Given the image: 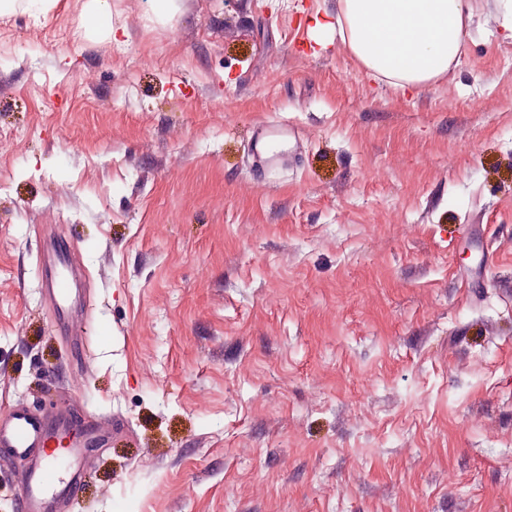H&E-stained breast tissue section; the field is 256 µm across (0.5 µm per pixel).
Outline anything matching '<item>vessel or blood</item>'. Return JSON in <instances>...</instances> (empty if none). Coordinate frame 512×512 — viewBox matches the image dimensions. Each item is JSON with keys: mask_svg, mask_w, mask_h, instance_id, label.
Returning a JSON list of instances; mask_svg holds the SVG:
<instances>
[{"mask_svg": "<svg viewBox=\"0 0 512 512\" xmlns=\"http://www.w3.org/2000/svg\"><path fill=\"white\" fill-rule=\"evenodd\" d=\"M278 125L263 124L254 139L251 156L254 166L264 167L279 161L270 150V142L283 135ZM58 272L47 287V297L56 314H64L73 283L79 274L70 252L58 256ZM67 433L66 421H52L22 408H13L0 416V454L24 462L22 512H50L51 504L68 487L67 476L77 468L84 451L78 439H71L63 461H55L53 442Z\"/></svg>", "mask_w": 512, "mask_h": 512, "instance_id": "obj_1", "label": "vessel or blood"}]
</instances>
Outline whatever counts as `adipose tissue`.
Listing matches in <instances>:
<instances>
[{"instance_id":"1","label":"adipose tissue","mask_w":512,"mask_h":512,"mask_svg":"<svg viewBox=\"0 0 512 512\" xmlns=\"http://www.w3.org/2000/svg\"><path fill=\"white\" fill-rule=\"evenodd\" d=\"M472 15V0H340L337 14L308 23L337 31L363 69L404 89L436 81L460 60Z\"/></svg>"}]
</instances>
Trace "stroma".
Returning a JSON list of instances; mask_svg holds the SVG:
<instances>
[{"mask_svg": "<svg viewBox=\"0 0 512 512\" xmlns=\"http://www.w3.org/2000/svg\"><path fill=\"white\" fill-rule=\"evenodd\" d=\"M83 4L0 17V414L99 440L61 512H512L497 0L407 93L303 25L339 0H112L94 43ZM278 126L279 125L276 124L265 123L260 127L251 149L254 166L263 168L282 159L279 154L270 151L271 143L269 142L277 136L286 135L287 133L289 136L290 131ZM57 263L60 270L50 280L47 297L57 316L61 317L69 302L72 284L80 276L70 252H61L58 255Z\"/></svg>", "mask_w": 512, "mask_h": 512, "instance_id": "obj_1", "label": "stroma"}]
</instances>
